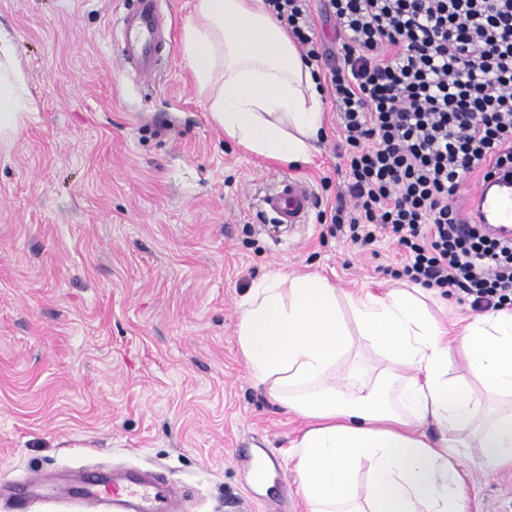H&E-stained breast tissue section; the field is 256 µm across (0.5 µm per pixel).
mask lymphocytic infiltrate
Segmentation results:
<instances>
[{
    "label": "lymphocytic infiltrate",
    "instance_id": "lymphocytic-infiltrate-1",
    "mask_svg": "<svg viewBox=\"0 0 512 512\" xmlns=\"http://www.w3.org/2000/svg\"><path fill=\"white\" fill-rule=\"evenodd\" d=\"M323 68L349 181L329 233L398 248L392 274L477 312L512 310V236L466 221L462 188L512 164V0H266Z\"/></svg>",
    "mask_w": 512,
    "mask_h": 512
}]
</instances>
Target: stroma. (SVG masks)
Instances as JSON below:
<instances>
[{
  "label": "stroma",
  "mask_w": 512,
  "mask_h": 512,
  "mask_svg": "<svg viewBox=\"0 0 512 512\" xmlns=\"http://www.w3.org/2000/svg\"><path fill=\"white\" fill-rule=\"evenodd\" d=\"M195 0H159L172 44L150 77L124 63L131 0H0L31 108L0 147V512L29 478L153 470L184 512H307L293 444L307 428L251 381L238 302L270 270L340 292L407 287L397 249L325 234L348 177L336 109L310 162L245 152L213 124L182 53ZM307 180L303 224L256 217L282 177ZM277 459L264 484L241 450ZM463 449L469 512H512V466Z\"/></svg>",
  "instance_id": "stroma-1"
}]
</instances>
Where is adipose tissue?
<instances>
[{"instance_id":"obj_1","label":"adipose tissue","mask_w":512,"mask_h":512,"mask_svg":"<svg viewBox=\"0 0 512 512\" xmlns=\"http://www.w3.org/2000/svg\"><path fill=\"white\" fill-rule=\"evenodd\" d=\"M181 51L226 139L283 163L310 159L324 127L322 93L265 0H196ZM13 55L0 32V141L30 109ZM429 295L341 294L317 274L270 271L241 296L235 340L250 379L309 421L295 469L310 512H468L456 438L468 429L484 450L480 467L512 465V311L467 322L452 343ZM357 337L387 367L373 376L355 364L364 380L344 396L331 379ZM453 347L490 402L449 377ZM428 422L438 439L418 434Z\"/></svg>"}]
</instances>
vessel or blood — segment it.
Masks as SVG:
<instances>
[{"mask_svg":"<svg viewBox=\"0 0 512 512\" xmlns=\"http://www.w3.org/2000/svg\"><path fill=\"white\" fill-rule=\"evenodd\" d=\"M155 0H137L136 11L126 34L127 51L148 55L153 38L163 21L154 10ZM313 204V190L302 179L285 177L262 199L261 214L273 223L295 226L303 223ZM466 214L469 221L498 230L512 228V169H490L470 194ZM177 490L152 474L124 481L101 475L89 476L76 498L51 495L40 479L16 495L15 512H31L34 504L62 507L64 512H181Z\"/></svg>","mask_w":512,"mask_h":512,"instance_id":"b4317fda","label":"vessel or blood"}]
</instances>
